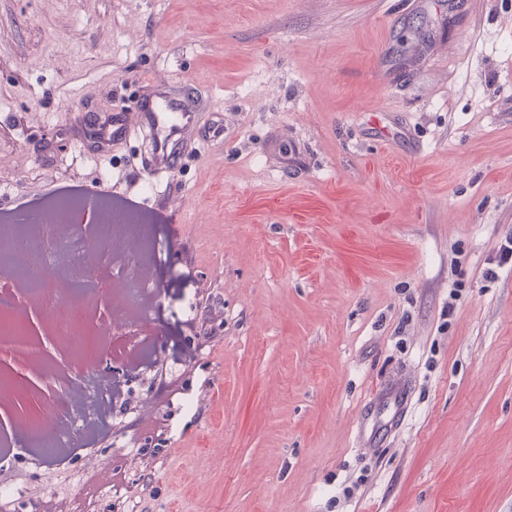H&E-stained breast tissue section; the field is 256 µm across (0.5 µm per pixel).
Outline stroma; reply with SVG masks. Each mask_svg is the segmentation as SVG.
<instances>
[{"instance_id":"stroma-1","label":"stroma","mask_w":512,"mask_h":512,"mask_svg":"<svg viewBox=\"0 0 512 512\" xmlns=\"http://www.w3.org/2000/svg\"><path fill=\"white\" fill-rule=\"evenodd\" d=\"M146 79L226 126L151 184L141 141L75 132ZM72 173L163 201L159 334L45 460L17 424L120 353L112 271L65 308L80 353L13 288L53 362L0 344L16 512H512V0H0V193L41 202Z\"/></svg>"}]
</instances>
